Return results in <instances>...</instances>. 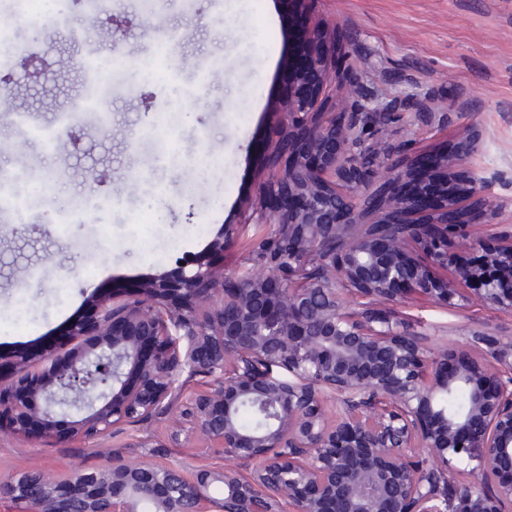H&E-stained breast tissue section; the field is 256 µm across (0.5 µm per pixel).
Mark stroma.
Here are the masks:
<instances>
[{
  "mask_svg": "<svg viewBox=\"0 0 512 512\" xmlns=\"http://www.w3.org/2000/svg\"><path fill=\"white\" fill-rule=\"evenodd\" d=\"M303 12L355 63L356 98L403 106L404 121L375 139L377 153L450 152L477 138L478 151L465 163L449 160L448 173L464 180L479 172L486 194L503 208L495 225L484 226L475 198L462 200L465 226L452 235V247L464 250L476 233L491 248L511 243L512 0H305ZM89 20L73 4L52 14L50 30L17 35L28 51L8 70L13 114L0 116V171L14 176L25 208L0 212L1 354L40 352L87 314L92 297L174 275L216 238L224 240L216 267L246 270L250 251L270 232L248 218L259 208L282 137L281 89L270 79L283 43L271 0H224L220 13L171 11L167 24L184 35L178 50L185 64L158 69L151 82L125 58L156 57L153 41L141 35L138 0H113L111 20L97 29L101 44L115 46L108 87H88L71 68L79 48L67 34ZM90 96L111 107L110 124L103 129L97 113H76L70 137L53 151L13 119L27 112L49 128L61 102ZM35 168L65 169L55 197L33 189ZM86 199L96 204L92 223L52 222L63 202ZM394 310L425 326L442 350L463 348L468 332L481 326L512 334V317L478 305L452 309L411 294ZM208 382L185 378L170 412L91 439L59 445L1 427L0 480L32 470L65 479L107 459L146 458L190 477L221 466L202 438L171 439L186 400Z\"/></svg>",
  "mask_w": 512,
  "mask_h": 512,
  "instance_id": "1",
  "label": "stroma"
}]
</instances>
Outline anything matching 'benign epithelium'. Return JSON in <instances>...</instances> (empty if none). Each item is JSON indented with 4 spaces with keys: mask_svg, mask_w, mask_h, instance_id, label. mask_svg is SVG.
<instances>
[{
    "mask_svg": "<svg viewBox=\"0 0 512 512\" xmlns=\"http://www.w3.org/2000/svg\"><path fill=\"white\" fill-rule=\"evenodd\" d=\"M332 68L301 28L285 72L284 165L254 219L272 225L263 261L218 272L215 240L173 281L118 305L92 300L65 342L0 356V425L56 443L168 411L182 376L205 373L210 387L185 420L249 477L217 467L189 478L148 461L67 479L28 472L7 485L26 512H142L146 501L152 512H512V336L474 329L467 349L441 352L394 312L366 307L415 292L512 317V244L484 251L473 237L478 262L448 251L458 208L442 202L443 180L415 179L448 155L378 159L370 141L402 113L330 111ZM459 387L467 404L450 409ZM246 403L264 426L239 424Z\"/></svg>",
    "mask_w": 512,
    "mask_h": 512,
    "instance_id": "obj_1",
    "label": "benign epithelium"
}]
</instances>
